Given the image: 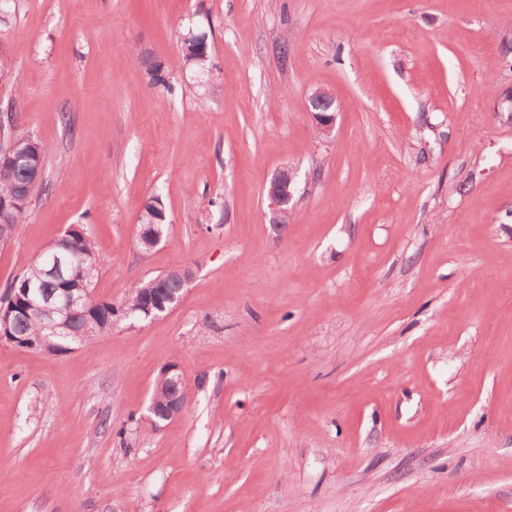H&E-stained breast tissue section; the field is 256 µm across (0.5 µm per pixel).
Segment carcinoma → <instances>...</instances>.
<instances>
[{
    "label": "carcinoma",
    "instance_id": "cac0c4a2",
    "mask_svg": "<svg viewBox=\"0 0 512 512\" xmlns=\"http://www.w3.org/2000/svg\"><path fill=\"white\" fill-rule=\"evenodd\" d=\"M181 53L184 64L197 69L208 66L209 58L207 37L203 33H187L181 41ZM32 173L21 165L8 159L0 160V205L8 206L4 216L0 218V235L11 236L16 225L21 223L26 214L28 201L16 202L19 188L30 180ZM144 222H153L159 225L162 232H167L169 223L165 211V204L158 196L150 198L144 204ZM70 251V264L75 274L67 280L63 287L78 295L84 289L90 287L89 281L85 278L86 272H92L97 276L98 261L97 252L92 238L89 234L79 235L68 244ZM40 277V261H35L21 277L12 284L15 291L0 299V307L12 309L13 302L24 301L22 280L26 278L36 279ZM184 283L181 279L172 274L158 276L135 284L129 291L125 300L121 302L119 311L121 316H116V310L111 308V303L105 300L90 304L87 312L79 318L77 328L82 331V336H58L49 335L45 328L43 313L31 307L21 317L12 318L10 327L6 330L7 335L18 340L19 345H28L37 349H46L49 353L58 355L74 350L82 344L100 336H106L112 332V327L123 319H143L145 315L134 311L138 304L150 297L166 298L170 295L183 293Z\"/></svg>",
    "mask_w": 512,
    "mask_h": 512
}]
</instances>
